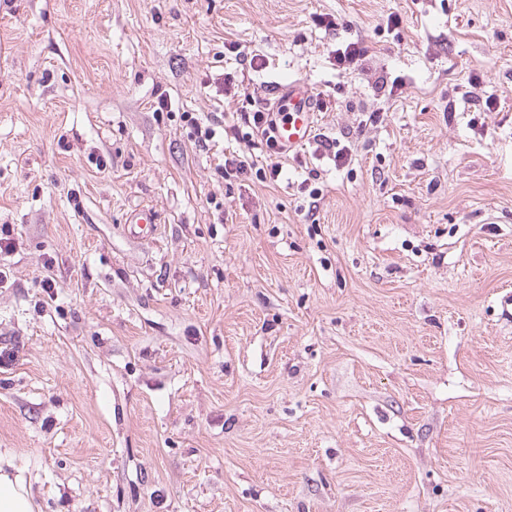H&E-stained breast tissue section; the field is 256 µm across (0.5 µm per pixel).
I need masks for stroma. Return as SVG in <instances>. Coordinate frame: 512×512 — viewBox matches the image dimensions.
I'll return each mask as SVG.
<instances>
[{
    "instance_id": "1",
    "label": "stroma",
    "mask_w": 512,
    "mask_h": 512,
    "mask_svg": "<svg viewBox=\"0 0 512 512\" xmlns=\"http://www.w3.org/2000/svg\"><path fill=\"white\" fill-rule=\"evenodd\" d=\"M299 75L344 165L241 140ZM0 237L34 512H512V0H0ZM333 53L336 55V67L346 72L362 67L369 56V49L357 38L348 42L344 49L338 48ZM231 157L224 155V164L219 165L217 171L221 173L224 180H231L239 177V175L247 173L248 170L256 169L255 161L250 162L244 156L239 154H229ZM127 230L132 237L150 238L157 236L160 230V222L155 211L139 209L128 219Z\"/></svg>"
}]
</instances>
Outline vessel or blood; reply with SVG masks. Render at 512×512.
<instances>
[{"label": "vessel or blood", "instance_id": "obj_1", "mask_svg": "<svg viewBox=\"0 0 512 512\" xmlns=\"http://www.w3.org/2000/svg\"><path fill=\"white\" fill-rule=\"evenodd\" d=\"M271 102L276 112L274 133L280 147L287 152L304 146L312 139L319 110L309 82L298 77L275 85ZM160 230L159 218L154 211L137 210L128 219V232L135 238H151Z\"/></svg>", "mask_w": 512, "mask_h": 512}]
</instances>
